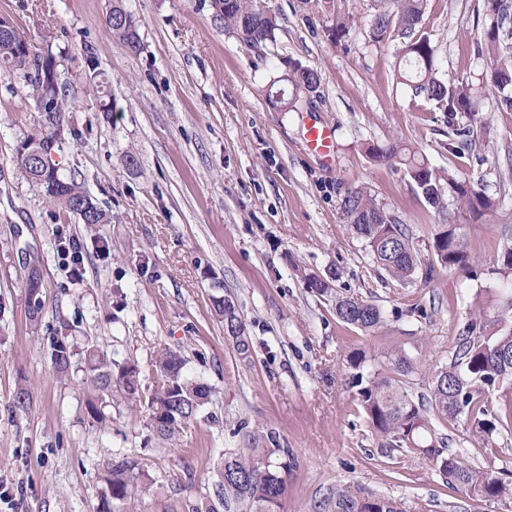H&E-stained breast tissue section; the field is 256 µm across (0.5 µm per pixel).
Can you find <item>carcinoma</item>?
<instances>
[{
  "instance_id": "cac0c4a2",
  "label": "carcinoma",
  "mask_w": 512,
  "mask_h": 512,
  "mask_svg": "<svg viewBox=\"0 0 512 512\" xmlns=\"http://www.w3.org/2000/svg\"><path fill=\"white\" fill-rule=\"evenodd\" d=\"M215 15L224 20V33L235 38L248 50L258 46L271 53L278 41L281 15L273 0H211ZM304 15L317 14L326 19L330 40L338 42L349 33L350 21L336 15L335 0H297ZM427 0H373L368 23V37L374 44L396 43L398 76L412 99H423L432 111L448 115V123L456 116L475 119L481 112L482 93L498 98L500 109L512 112V52L501 49L505 38L512 37V4L508 0H483L486 24L477 53L487 58L479 84L467 78L453 81L438 76L435 68V46L424 31ZM123 16L128 22L108 25L112 39L136 54L141 49L139 25L122 0H112L107 18ZM30 45L27 35L13 22L0 18V69L22 80L27 96L39 113L37 128L19 140L16 157L22 176L40 190L46 201L74 216L88 227L109 224L112 216L98 207L75 179H64L59 169L46 160L41 167L29 165L26 152L36 148L54 149L59 126L73 111L66 83L51 78L54 68L76 62L63 52L51 50L37 55L34 69L23 68ZM95 61L85 59L86 91L101 101L103 111L106 91L99 81ZM285 87L277 101L265 96L267 104L279 112H296L303 104L311 105L321 98L320 76L312 67L297 61L283 63V68L269 77L267 90ZM369 159L378 164L402 168L416 190L436 211L432 250L435 260L424 263L415 249L408 229L395 221L365 187L349 191L341 201L343 216L353 234L365 242L377 264L402 284L414 282L417 271L425 269V279L432 278L436 268L454 270L465 275L476 274V259L468 249L463 225L448 211V195L464 202L470 212L480 215L491 211L496 201L477 188L475 181L433 167L425 154L402 140H390L366 147ZM492 272L512 278V242L503 245ZM305 284L321 297L332 296L331 279L314 281L311 274L301 272ZM334 297V296H332ZM336 317L366 334H375L384 323L379 306L352 296H335ZM215 313L224 319V333L241 331V339H232L241 355H248L250 343L246 327L234 301L222 305L212 301ZM52 361L56 372L66 376L71 367V351L63 340L52 344ZM372 371H361L367 362L366 352L354 350L347 357L353 370L348 384L355 390L357 404L368 425L381 440L380 450L386 455L410 452L428 459L453 492L470 499L506 501L512 499V484L464 461L447 451L448 438L437 425H467L469 437L478 448L494 449L498 438L512 430V399L493 403L495 392L512 385V299L502 300L489 308L477 306L467 322L464 334L448 351V363L431 364L423 354L412 355L399 344L372 358ZM185 361L180 354L165 350L157 358V384L151 394L143 392L137 369L124 366L115 371L112 360L92 349L87 351L84 369L87 405L92 417L106 422L103 402L112 395L124 399L130 409L144 405L149 419L159 408L166 409L167 420L150 425L163 441H173L190 422L197 419L203 406L194 404L197 390L210 394L209 388L184 374ZM420 374L428 378L427 392L413 396L406 389L409 379ZM14 410L27 414L32 410V393L28 386L16 387L12 397ZM276 432L250 435L244 447L224 454V481L216 484L215 499L203 506L202 512H275L288 492V478L297 467V459L288 448L270 447ZM141 472L134 460L115 461L108 468L107 484L110 501L100 512H123L135 492ZM327 512H405L404 503L388 496L338 488L325 504Z\"/></svg>"
}]
</instances>
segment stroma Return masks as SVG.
Here are the masks:
<instances>
[{"label": "stroma", "mask_w": 512, "mask_h": 512, "mask_svg": "<svg viewBox=\"0 0 512 512\" xmlns=\"http://www.w3.org/2000/svg\"><path fill=\"white\" fill-rule=\"evenodd\" d=\"M112 0H0L39 54L92 56L107 83L110 111L85 90L80 68L64 70L76 107L62 124L52 159L112 215L87 230L49 205L20 174L19 140L38 118L27 89L0 70V512H99L110 462L145 470L125 512H199L213 494L226 453L246 435L274 429L298 466L277 512H317L337 486L405 500L409 512H512L508 503L469 500L448 489L432 463L413 453L381 454L348 385L347 354L377 355L390 343L422 347L444 363L482 291L512 295V280L492 268L512 236V112L486 95L490 126L474 123L460 146L447 118L413 101L397 81L396 46L369 42L371 0H335L352 17L345 40L329 41L324 19L281 10L276 54L318 70L322 99L278 112L264 98L270 69L224 33L210 0H124L139 23L142 49L112 40ZM483 0H429L424 28L445 78H476ZM335 130L325 160L307 150L305 124ZM402 139L433 166L468 175L496 199L493 212L470 216L449 199L463 225L477 274L443 270L404 285L372 259L346 223L341 199L365 186L409 225L430 257L436 214L403 172L371 162L368 143ZM136 166H129V157ZM78 240L83 270L59 253ZM41 253L43 314L31 330L22 288L25 260ZM334 275L343 296L378 305L385 325L374 336L342 323L331 300L309 290L302 272ZM223 290L238 306L250 353L224 335L211 297ZM422 307L423 316L413 314ZM72 352L69 378L50 359L53 339ZM137 366L144 392L157 381L162 350L182 355L184 373L211 399L176 444L158 439L145 410L109 400L107 425L86 409L82 367L88 349ZM30 385L33 409L16 412L12 395ZM449 449L500 471L512 459V432L500 450L474 447L448 429Z\"/></svg>", "instance_id": "obj_1"}]
</instances>
